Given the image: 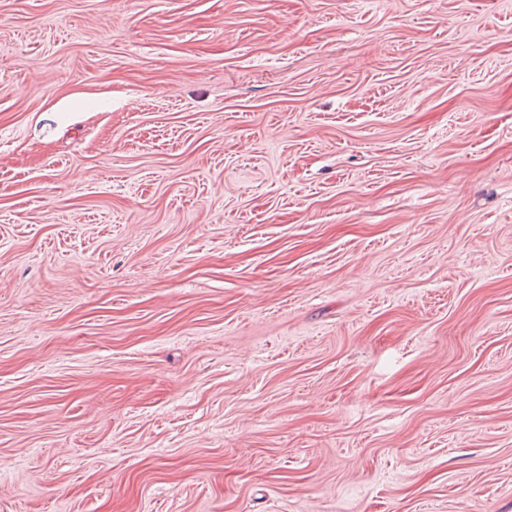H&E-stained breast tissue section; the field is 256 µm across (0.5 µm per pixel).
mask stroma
Returning a JSON list of instances; mask_svg holds the SVG:
<instances>
[{"label": "stroma", "mask_w": 512, "mask_h": 512, "mask_svg": "<svg viewBox=\"0 0 512 512\" xmlns=\"http://www.w3.org/2000/svg\"><path fill=\"white\" fill-rule=\"evenodd\" d=\"M0 512H512V0H0Z\"/></svg>", "instance_id": "obj_1"}]
</instances>
